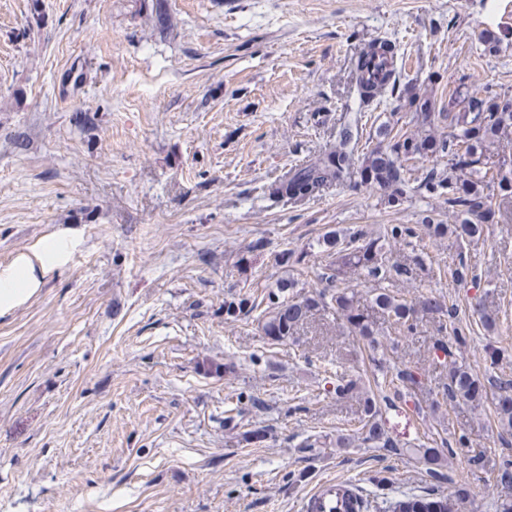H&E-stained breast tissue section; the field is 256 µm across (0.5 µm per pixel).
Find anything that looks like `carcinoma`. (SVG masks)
<instances>
[{"label": "carcinoma", "mask_w": 512, "mask_h": 512, "mask_svg": "<svg viewBox=\"0 0 512 512\" xmlns=\"http://www.w3.org/2000/svg\"><path fill=\"white\" fill-rule=\"evenodd\" d=\"M396 61V46L382 41L363 51L356 62V84L360 97L369 102L397 83L396 69H385L384 58ZM375 68L376 81L364 77V71ZM417 119L421 125H436L448 133L437 137L397 131L386 146H377L363 154L359 165L362 181L387 192V203H399L406 186L405 173L409 162L422 157H445L448 171L443 176L431 174L421 185L427 193L445 197L448 210L455 222L445 224L433 217L425 224H385L374 231L357 224L347 229H333L324 234L319 246L329 258L318 274L319 287L303 295L284 297L294 281L283 278L278 289L265 296L269 301L262 322L264 335L273 342H283L295 336L303 322L313 312L332 310L345 321L350 332L367 343L376 353L377 339L373 314L384 316L387 327L398 336H408L417 328L420 319L428 317L438 324L441 333L434 345V360L448 371V384L443 387L442 401L450 406L470 404L478 406L492 400L494 415L504 433L512 432V379L497 375L484 378L457 361L456 355L469 344L473 324L470 318L460 316L458 309L446 303L439 294L429 291L406 299L393 290L395 284L411 282L421 273L435 275L428 253L419 250L407 262L394 261L391 247L410 244L427 236L432 241L453 238L460 245L480 239L484 226L494 215L491 191L502 201H512V157L501 156L497 164L488 165L490 154L501 140L512 134V92L495 93L488 98L464 96L454 89L448 92V111L433 112L431 103L420 104ZM350 130L340 134V146L317 158L292 167L269 188V195L289 199H303L332 184L343 183L350 174L355 148ZM307 253L283 249L275 254L276 265L282 268L304 263ZM448 275L457 284H466L475 277L466 253L459 251ZM375 283L370 309L361 305L358 291L344 282L351 277ZM261 306L249 297L224 301V314L236 318ZM375 388L365 389L361 418V442L371 448H396L397 442L386 428L382 408H398L403 400L402 389L419 388L422 380L410 367L393 370L383 359H373ZM359 379L336 375L335 392L346 396L360 391ZM448 451L439 448H415L419 463L427 476L436 478L444 461L470 447L466 436L445 443ZM498 477L505 491L500 495L498 512H512V459L504 458L498 467ZM441 503V498L412 496L396 500L387 506L388 512H429V506Z\"/></svg>", "instance_id": "cac0c4a2"}]
</instances>
